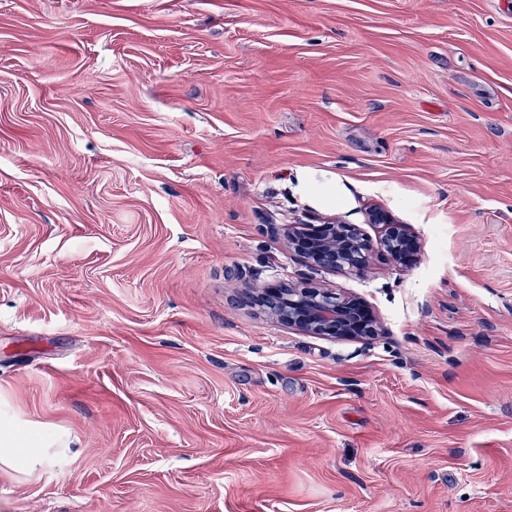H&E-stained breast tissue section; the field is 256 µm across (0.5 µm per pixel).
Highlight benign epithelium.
Returning <instances> with one entry per match:
<instances>
[{"instance_id":"7a95c632","label":"benign epithelium","mask_w":512,"mask_h":512,"mask_svg":"<svg viewBox=\"0 0 512 512\" xmlns=\"http://www.w3.org/2000/svg\"><path fill=\"white\" fill-rule=\"evenodd\" d=\"M367 223L382 225L380 246L387 259L401 266H409L416 260L419 245L407 225L395 223L389 212L380 208L368 211ZM288 244L312 265L354 272L364 270L372 250L370 241L357 225L340 220L293 227L288 230ZM273 314L281 322L311 336L369 343L382 332L379 321L363 300L312 286L288 289L281 309Z\"/></svg>"}]
</instances>
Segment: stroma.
<instances>
[{"label": "stroma", "instance_id": "stroma-1", "mask_svg": "<svg viewBox=\"0 0 512 512\" xmlns=\"http://www.w3.org/2000/svg\"><path fill=\"white\" fill-rule=\"evenodd\" d=\"M0 418V512H512V0H0ZM367 223L382 225L380 246L387 259L401 266H409L416 260L419 245L406 224H396L389 212L380 208L368 211ZM288 244L306 262L329 270L361 272L372 250L355 224L340 220L288 230ZM281 306L280 310L268 309L278 320L307 335L359 339L369 344L382 332L379 321L363 300L324 288H288ZM36 439L32 434L19 430L9 423H1L0 425V444L13 451L15 454H22L27 448H31ZM3 444V445H2Z\"/></svg>", "mask_w": 512, "mask_h": 512}]
</instances>
